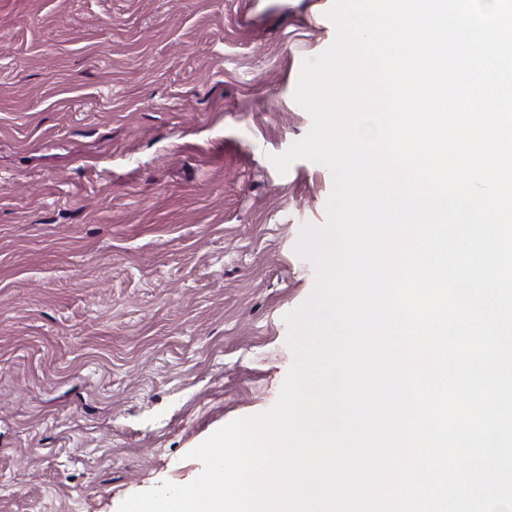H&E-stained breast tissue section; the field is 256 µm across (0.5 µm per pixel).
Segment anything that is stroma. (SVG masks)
<instances>
[{"mask_svg": "<svg viewBox=\"0 0 512 512\" xmlns=\"http://www.w3.org/2000/svg\"><path fill=\"white\" fill-rule=\"evenodd\" d=\"M334 0H0V512H118L269 411L333 174Z\"/></svg>", "mask_w": 512, "mask_h": 512, "instance_id": "obj_1", "label": "stroma"}]
</instances>
